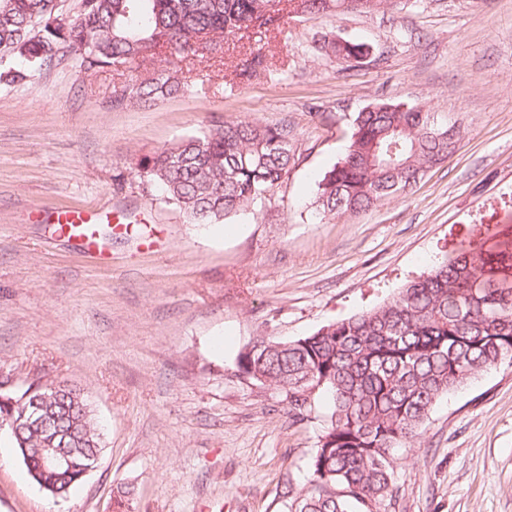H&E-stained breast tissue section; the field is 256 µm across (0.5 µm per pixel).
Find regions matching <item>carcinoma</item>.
Instances as JSON below:
<instances>
[{
	"label": "carcinoma",
	"mask_w": 512,
	"mask_h": 512,
	"mask_svg": "<svg viewBox=\"0 0 512 512\" xmlns=\"http://www.w3.org/2000/svg\"><path fill=\"white\" fill-rule=\"evenodd\" d=\"M351 0H85L81 15L61 24L57 0H0V80L15 81L52 61L61 49L81 52L87 71L145 61L164 51L171 63L195 60L242 33L265 34L295 14L311 18L350 11ZM318 51L349 63L363 44L324 38ZM269 68L260 48L243 55L237 76ZM187 83L165 67L152 79L113 92L117 107H151ZM448 126L418 104L378 100L353 120L342 158L318 181L323 216L354 214L407 192L425 168L444 160L455 143ZM295 159L292 131L254 121L226 122L145 157L140 173L192 224H218L270 193ZM512 362V249L497 243L460 252L405 284L389 302L329 323L294 341L270 337L239 352L252 379L285 393L299 415L310 396L326 393L329 423L311 462L310 478L289 512H355L393 497L394 450L413 444L437 398L503 361ZM30 383L0 392V428L11 432L29 477L64 499L103 450L83 390ZM40 398L41 413L67 434L49 450L37 427L16 419ZM77 456L70 469L54 455ZM133 491L119 487L114 512H131Z\"/></svg>",
	"instance_id": "cac0c4a2"
}]
</instances>
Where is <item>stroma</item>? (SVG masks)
Here are the masks:
<instances>
[{"mask_svg": "<svg viewBox=\"0 0 512 512\" xmlns=\"http://www.w3.org/2000/svg\"><path fill=\"white\" fill-rule=\"evenodd\" d=\"M363 43L347 65L323 36ZM251 39L183 62L188 90L151 108L112 105L123 75L63 49L0 81V384L82 386L104 434L95 471L54 503L0 429V512H288L327 425L242 375L263 336L292 341L392 299L476 241L481 216L512 244V0H408L390 11L292 17L261 45L268 71L235 66ZM386 99L445 114L456 152L405 194L343 218L319 215L316 180L344 154L356 112ZM285 124L295 162L266 198L191 224L139 164L202 128ZM55 209L107 215L100 265L49 232ZM387 512H512V363L439 399L397 452Z\"/></svg>", "mask_w": 512, "mask_h": 512, "instance_id": "stroma-1", "label": "stroma"}]
</instances>
